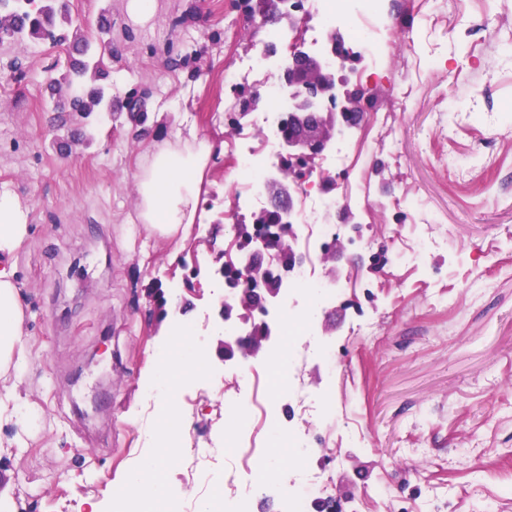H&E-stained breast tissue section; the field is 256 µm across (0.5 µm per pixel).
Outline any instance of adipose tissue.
Listing matches in <instances>:
<instances>
[{"label":"adipose tissue","mask_w":512,"mask_h":512,"mask_svg":"<svg viewBox=\"0 0 512 512\" xmlns=\"http://www.w3.org/2000/svg\"><path fill=\"white\" fill-rule=\"evenodd\" d=\"M213 154L209 140L192 138L182 147L157 148L150 165L137 180L139 217L159 236L172 238L184 225L194 223L202 172ZM27 212L10 194H0V377L12 375L13 382L0 393V421H10L20 413L19 385L23 373V314L12 256L27 238ZM175 353L158 359L151 383L170 384L176 374L202 370L194 356V332L184 327ZM177 448L160 444L141 466L128 472L120 496L137 501L168 493L162 476Z\"/></svg>","instance_id":"1"}]
</instances>
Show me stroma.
Masks as SVG:
<instances>
[{
    "label": "stroma",
    "mask_w": 512,
    "mask_h": 512,
    "mask_svg": "<svg viewBox=\"0 0 512 512\" xmlns=\"http://www.w3.org/2000/svg\"><path fill=\"white\" fill-rule=\"evenodd\" d=\"M129 0H70L74 23L97 35L101 9L112 16L118 53L103 56L119 93L150 94L156 134L139 139L131 124L101 125L87 147L62 155L54 103L40 86L43 66L66 48L45 43L20 84L0 86V189L29 211L30 235L15 254L22 287L27 365L19 388L28 422H0V499L13 512H79L85 500L110 512L122 476L154 448L143 441L158 422L144 392L155 356L172 340L151 289L179 284L184 318L207 346L208 370L174 399L184 442L165 479L178 512H198L223 494L239 451L197 446L224 424V399L237 392L213 339L224 283L193 264H212L207 247L232 253L228 153L237 89L226 66L252 57L260 39L245 32L244 0H155L146 19ZM489 16L479 38L470 21ZM383 21L410 32L414 49L387 38L383 61L359 65L368 89L366 122L352 142L355 164L336 176V198L364 194L354 209L365 241L358 277L342 278L345 320L320 344L340 364L299 368L305 393L333 388L336 410L310 420L311 466L331 484L349 481L340 512H512V0H384ZM201 51L199 74L166 67L163 46ZM195 128L215 152L206 168L198 217L186 239L162 240L138 218L137 177L155 147ZM438 224L417 223L414 206ZM448 229L447 245L407 272L373 265L381 250ZM481 276L493 290L463 284ZM458 302L436 306L439 292ZM373 323V335L359 327ZM428 451L416 459V449Z\"/></svg>",
    "instance_id": "obj_1"
}]
</instances>
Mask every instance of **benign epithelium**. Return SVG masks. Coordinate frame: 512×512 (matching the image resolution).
I'll list each match as a JSON object with an SVG mask.
<instances>
[{
    "label": "benign epithelium",
    "instance_id": "benign-epithelium-1",
    "mask_svg": "<svg viewBox=\"0 0 512 512\" xmlns=\"http://www.w3.org/2000/svg\"><path fill=\"white\" fill-rule=\"evenodd\" d=\"M251 15L257 30L267 25L299 29L295 8L288 5V0H253ZM332 56L336 57L334 68L325 63ZM357 59L358 55L345 44L341 25L325 28L316 47L300 37L288 46L281 81L288 89L291 106L277 118L279 126H288V136L280 142L279 159L300 167L304 181L312 176L317 160L326 157L336 143L364 122L360 102L365 89L349 88L347 76ZM266 185L278 222L294 224L293 201L298 184L285 183L279 168L273 166ZM345 252L341 237L326 247L325 277L331 288L341 278L342 270L337 262ZM302 258L291 229L285 243L271 234L256 237L253 245L239 250L234 260L239 280L234 285H225L218 312L220 320H231L237 327V331L219 340V358L224 365L261 360L277 345L279 311L288 292L290 276ZM346 311L347 306L342 303L324 310L323 335L335 332L337 324L346 318Z\"/></svg>",
    "mask_w": 512,
    "mask_h": 512
}]
</instances>
